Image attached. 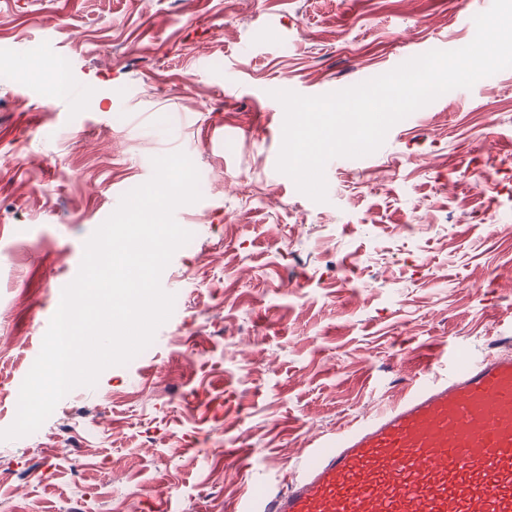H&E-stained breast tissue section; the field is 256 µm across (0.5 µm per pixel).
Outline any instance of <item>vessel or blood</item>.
<instances>
[{
	"mask_svg": "<svg viewBox=\"0 0 512 512\" xmlns=\"http://www.w3.org/2000/svg\"><path fill=\"white\" fill-rule=\"evenodd\" d=\"M240 512H512V354L454 357Z\"/></svg>",
	"mask_w": 512,
	"mask_h": 512,
	"instance_id": "obj_1",
	"label": "vessel or blood"
}]
</instances>
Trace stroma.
<instances>
[{
	"instance_id": "1",
	"label": "stroma",
	"mask_w": 512,
	"mask_h": 512,
	"mask_svg": "<svg viewBox=\"0 0 512 512\" xmlns=\"http://www.w3.org/2000/svg\"><path fill=\"white\" fill-rule=\"evenodd\" d=\"M483 0H0V429L84 245L152 159L178 207L180 307L124 365L0 441V512H237L399 400L435 347L512 343V68L325 167L276 169V90L320 96L475 36Z\"/></svg>"
}]
</instances>
